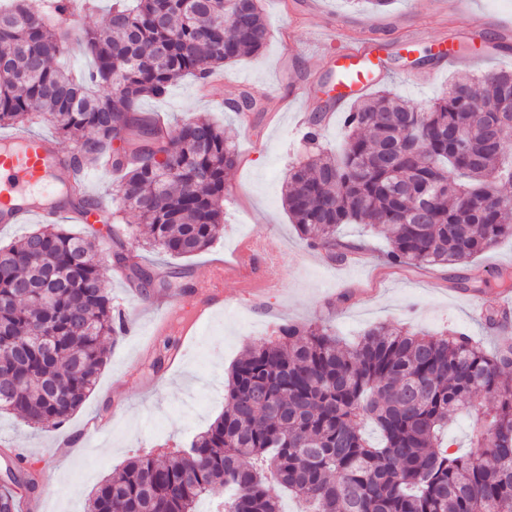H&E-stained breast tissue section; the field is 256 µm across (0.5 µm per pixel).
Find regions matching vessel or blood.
<instances>
[{
    "label": "vessel or blood",
    "mask_w": 512,
    "mask_h": 512,
    "mask_svg": "<svg viewBox=\"0 0 512 512\" xmlns=\"http://www.w3.org/2000/svg\"><path fill=\"white\" fill-rule=\"evenodd\" d=\"M336 64L340 80L335 102L340 106L368 92L381 77L366 42L339 50ZM64 158L58 143L45 136L16 133L0 138L1 225L23 224L34 216L51 221L61 214L53 189L79 177Z\"/></svg>",
    "instance_id": "obj_1"
}]
</instances>
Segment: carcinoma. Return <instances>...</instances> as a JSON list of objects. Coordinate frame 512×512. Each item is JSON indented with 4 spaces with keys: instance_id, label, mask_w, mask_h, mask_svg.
I'll use <instances>...</instances> for the list:
<instances>
[{
    "instance_id": "carcinoma-1",
    "label": "carcinoma",
    "mask_w": 512,
    "mask_h": 512,
    "mask_svg": "<svg viewBox=\"0 0 512 512\" xmlns=\"http://www.w3.org/2000/svg\"><path fill=\"white\" fill-rule=\"evenodd\" d=\"M70 0L0 3V126L44 122L73 143V166L112 158L119 203L98 209L71 189L62 206L95 211L104 224L133 212L136 234L172 257L207 248L223 230L224 177L237 161L218 126L184 122L176 134L138 113L191 77L204 85L224 64L258 53L267 24L260 0H119L105 26L74 40L54 23ZM92 64L74 77L56 64L73 43ZM347 138L322 148L320 117L301 139L284 180L283 203L307 246L333 259L358 249L342 224L391 230V266L467 262L512 237V181L504 144L512 138V72L457 81L426 108L379 91L345 118ZM417 144L409 150L407 143ZM96 240L59 224L0 248V412L61 424L93 391L105 341L119 334L103 288ZM139 287L153 274L129 265ZM512 322L491 310L488 328ZM512 343L492 350L461 331L439 335L381 324L354 346L316 324L279 327L232 366L224 413L182 454L132 457L105 479L85 512H281L272 483L305 512H512ZM483 413L469 450H451L444 430ZM368 418L382 441L361 433ZM35 489L25 469L0 481V512H15V488Z\"/></svg>"
}]
</instances>
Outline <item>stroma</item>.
Segmentation results:
<instances>
[{
  "label": "stroma",
  "instance_id": "35a3bbf8",
  "mask_svg": "<svg viewBox=\"0 0 512 512\" xmlns=\"http://www.w3.org/2000/svg\"><path fill=\"white\" fill-rule=\"evenodd\" d=\"M268 25L259 54L224 65L207 88L184 78L161 98L141 101L142 116L174 130L204 117L224 128L238 154L225 177L224 230L205 250L176 258L147 251L130 237L132 215L97 224L102 240L122 241L154 276L139 288L128 271L108 264L104 288L126 330L107 343L97 385L63 424L34 426L0 414V479L22 452L35 490L18 488L30 512H83L97 485L137 454L162 458L185 448L224 411L232 365L247 346L271 339L287 323L318 324L343 342L390 323L417 331L455 327L492 346L475 305L494 298L495 273L512 271V238L454 269H391L383 262L386 233L345 224L339 238L361 250L336 262L300 238L282 201L285 172L296 161L303 114L331 112L321 144L336 151L345 110H333L337 46L370 42L384 70L382 87L425 104L450 81L489 71H512V0H395L373 13L349 0H262ZM459 52L438 54L439 42ZM250 92L260 110L241 118L228 105ZM270 232L282 252L271 265L240 269V255ZM227 271L218 299L204 284L214 267ZM350 300H343L346 291ZM104 422L91 432V421Z\"/></svg>",
  "mask_w": 512,
  "mask_h": 512
}]
</instances>
